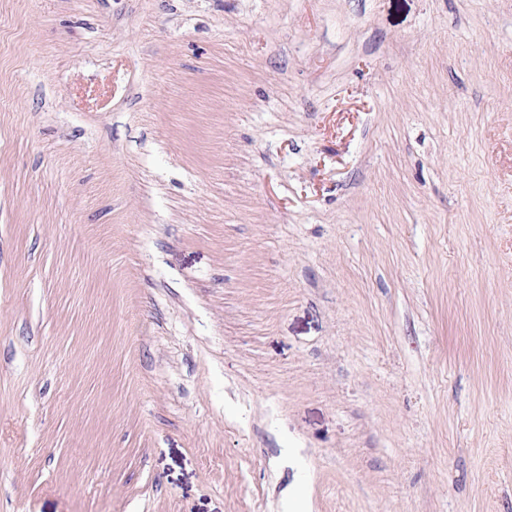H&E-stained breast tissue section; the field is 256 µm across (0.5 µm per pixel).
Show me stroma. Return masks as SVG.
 <instances>
[{
  "instance_id": "stroma-1",
  "label": "stroma",
  "mask_w": 512,
  "mask_h": 512,
  "mask_svg": "<svg viewBox=\"0 0 512 512\" xmlns=\"http://www.w3.org/2000/svg\"><path fill=\"white\" fill-rule=\"evenodd\" d=\"M0 512H512V0H0Z\"/></svg>"
}]
</instances>
